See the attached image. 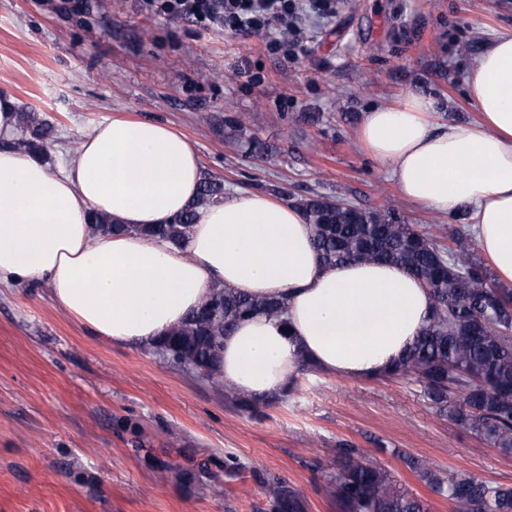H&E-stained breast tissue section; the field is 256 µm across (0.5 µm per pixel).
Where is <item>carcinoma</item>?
Listing matches in <instances>:
<instances>
[{
    "label": "carcinoma",
    "instance_id": "carcinoma-1",
    "mask_svg": "<svg viewBox=\"0 0 512 512\" xmlns=\"http://www.w3.org/2000/svg\"><path fill=\"white\" fill-rule=\"evenodd\" d=\"M224 128L252 148L255 140L244 119L224 115ZM19 137L13 145L41 154L53 126L32 112H19ZM224 195V181L205 176L196 201L170 223L145 227L149 236L174 244L185 240L199 210ZM313 226L314 246L326 263L348 260L399 264L430 289L435 311L390 376H410L424 393L462 425L504 454H512V288L501 287L472 253L469 240L453 235L437 241L391 211H364L343 201L312 195L295 203ZM283 313L277 300L217 289L204 306L157 346L174 365L201 375L224 400L253 415L260 403L224 383L216 360L224 335L255 312ZM408 470L454 512H512V487L466 473L443 471L399 451ZM270 512H309V503L288 481L262 480ZM336 512H428L424 502L402 489L367 452L342 440L336 445V470L329 476Z\"/></svg>",
    "mask_w": 512,
    "mask_h": 512
}]
</instances>
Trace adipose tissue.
Masks as SVG:
<instances>
[{
	"instance_id": "1",
	"label": "adipose tissue",
	"mask_w": 512,
	"mask_h": 512,
	"mask_svg": "<svg viewBox=\"0 0 512 512\" xmlns=\"http://www.w3.org/2000/svg\"><path fill=\"white\" fill-rule=\"evenodd\" d=\"M478 117L434 121L416 94L366 112L359 139L409 202L467 212L475 239L512 283V32L496 35L466 75ZM15 100L0 93V285H45L89 335L152 349L224 288L284 300L225 336L221 369L246 398L284 395L302 365L333 376L381 378L433 314L426 285L398 265L324 263L294 205L263 192L208 204L186 242L142 235L197 198L200 157L186 136L153 120L106 119L52 171L16 150ZM122 225L100 231L94 214Z\"/></svg>"
}]
</instances>
